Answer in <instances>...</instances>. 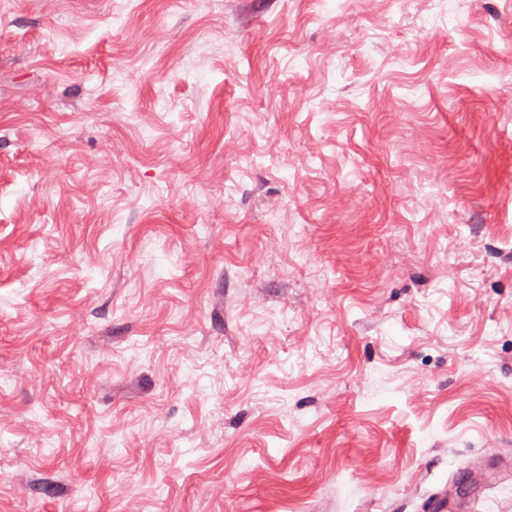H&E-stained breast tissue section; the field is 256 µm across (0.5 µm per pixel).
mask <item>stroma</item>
I'll return each instance as SVG.
<instances>
[{
	"instance_id": "stroma-1",
	"label": "stroma",
	"mask_w": 512,
	"mask_h": 512,
	"mask_svg": "<svg viewBox=\"0 0 512 512\" xmlns=\"http://www.w3.org/2000/svg\"><path fill=\"white\" fill-rule=\"evenodd\" d=\"M512 0H0V512H424L512 457Z\"/></svg>"
}]
</instances>
